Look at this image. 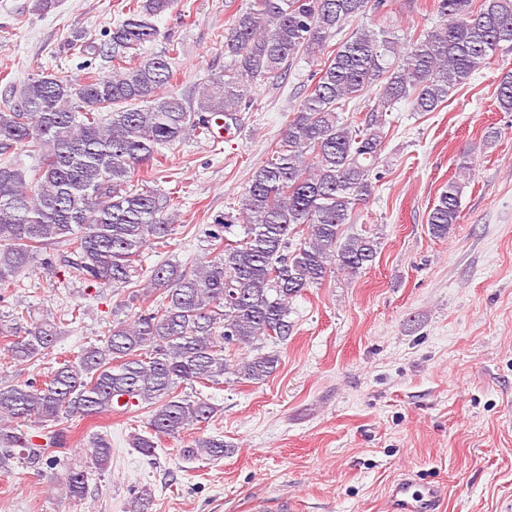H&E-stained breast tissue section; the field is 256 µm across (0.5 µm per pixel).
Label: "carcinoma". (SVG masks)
<instances>
[{
	"instance_id": "cac0c4a2",
	"label": "carcinoma",
	"mask_w": 512,
	"mask_h": 512,
	"mask_svg": "<svg viewBox=\"0 0 512 512\" xmlns=\"http://www.w3.org/2000/svg\"><path fill=\"white\" fill-rule=\"evenodd\" d=\"M178 0H131L112 27V72H88L75 83L67 75H41L0 100V150L35 145L37 164L0 162V292L48 245L67 254L43 260L52 271L99 287L124 288L139 274L137 262L152 243L175 234L171 199L159 189L139 190L135 172L160 148L188 132H209L212 117L233 120L253 104L255 81L281 78L298 54L320 59L310 93L288 120L271 159L257 167L235 212L209 230L216 256L194 268L162 263L152 269L146 294L117 309L153 298L131 323L112 325L102 343L65 359L49 380L15 382L0 377V469L17 462L54 471L64 467V490L81 500L88 489L86 463L55 455L67 445L63 421L109 414L117 401L147 406V435L133 445L151 456L165 437L177 438L209 423L218 408L207 398L181 396L182 383L219 385L224 375L260 384L280 364L277 352L244 356L230 365L228 346L285 344L294 332L289 300L339 270L355 277L372 266L379 242L367 235L343 237L356 205L372 194L371 173L381 153L386 113L399 101L415 112H437L454 88L502 53L512 52V0H433L443 23L412 39L405 55L384 30L362 28L334 49L328 40L368 0H253L224 32V73L212 77L192 104L170 89L168 52L135 62L155 40L153 19ZM380 83L377 104L363 125L341 116L352 99ZM496 99L512 112V70L499 79ZM462 186H442L427 214L430 234L448 237L460 213ZM243 238L231 240L234 227ZM306 235L290 250L291 240ZM60 327L47 314L26 325V312L0 326L9 339L3 354L35 364L54 347ZM45 429L43 443L23 426ZM221 436H193L181 457L224 458ZM91 465L106 469L112 446L102 436L85 449ZM152 488L131 497L127 512H148Z\"/></svg>"
}]
</instances>
